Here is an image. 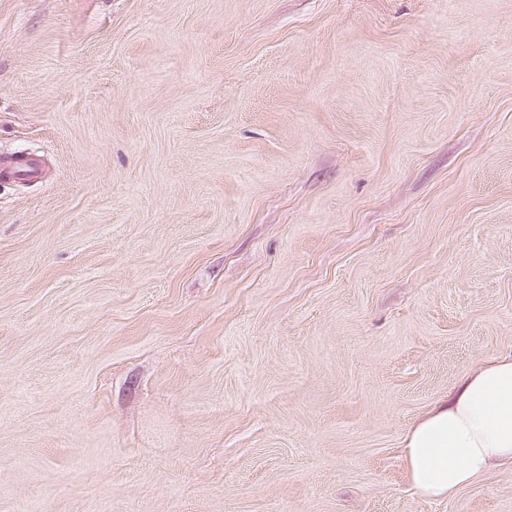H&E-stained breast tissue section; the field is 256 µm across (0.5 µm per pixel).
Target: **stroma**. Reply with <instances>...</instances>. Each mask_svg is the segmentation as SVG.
I'll list each match as a JSON object with an SVG mask.
<instances>
[{"mask_svg":"<svg viewBox=\"0 0 512 512\" xmlns=\"http://www.w3.org/2000/svg\"><path fill=\"white\" fill-rule=\"evenodd\" d=\"M0 512H512L402 437L512 354V0H0Z\"/></svg>","mask_w":512,"mask_h":512,"instance_id":"stroma-1","label":"stroma"}]
</instances>
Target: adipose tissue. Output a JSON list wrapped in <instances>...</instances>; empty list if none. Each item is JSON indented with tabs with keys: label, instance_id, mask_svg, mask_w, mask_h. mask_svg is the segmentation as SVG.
Segmentation results:
<instances>
[{
	"label": "adipose tissue",
	"instance_id": "obj_1",
	"mask_svg": "<svg viewBox=\"0 0 512 512\" xmlns=\"http://www.w3.org/2000/svg\"><path fill=\"white\" fill-rule=\"evenodd\" d=\"M403 448L411 485L430 500L512 465V356L490 358L469 371L407 429Z\"/></svg>",
	"mask_w": 512,
	"mask_h": 512
}]
</instances>
